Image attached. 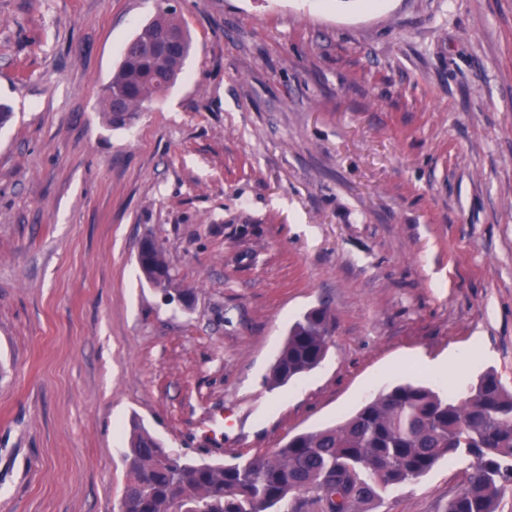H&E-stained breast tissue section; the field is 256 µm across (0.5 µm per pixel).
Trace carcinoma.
<instances>
[{"label": "carcinoma", "mask_w": 512, "mask_h": 512, "mask_svg": "<svg viewBox=\"0 0 512 512\" xmlns=\"http://www.w3.org/2000/svg\"><path fill=\"white\" fill-rule=\"evenodd\" d=\"M192 39L176 8L159 6L124 49L100 98L107 126H131L183 71ZM145 279H171L160 245L139 264ZM331 315L308 311L289 330L269 382L317 368ZM472 459L466 489L448 512H496L512 489V390L488 371L463 398L425 384L381 390L342 424L291 438L283 447L232 463H199L164 447L139 423L124 451V498L131 512H369L387 490L427 474L439 461Z\"/></svg>", "instance_id": "carcinoma-1"}]
</instances>
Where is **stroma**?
I'll list each match as a JSON object with an SVG mask.
<instances>
[{
    "mask_svg": "<svg viewBox=\"0 0 512 512\" xmlns=\"http://www.w3.org/2000/svg\"><path fill=\"white\" fill-rule=\"evenodd\" d=\"M171 2L194 49L115 130L99 99L158 0H0V512H119L132 422L265 453L476 337L452 391L512 389V0ZM322 305L326 358L269 387ZM469 472L370 512H446ZM138 263L145 279L156 286L165 285L171 279L170 267L158 243H153L151 248L143 254V262L138 261Z\"/></svg>",
    "mask_w": 512,
    "mask_h": 512,
    "instance_id": "stroma-1",
    "label": "stroma"
}]
</instances>
